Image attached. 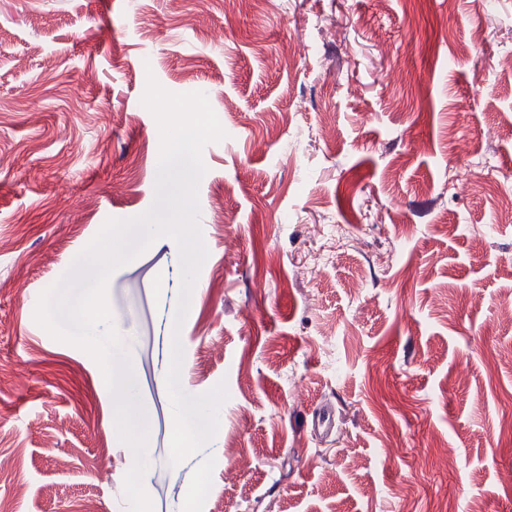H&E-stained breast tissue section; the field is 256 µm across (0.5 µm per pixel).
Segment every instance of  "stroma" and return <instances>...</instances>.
Listing matches in <instances>:
<instances>
[{
	"label": "stroma",
	"instance_id": "35a3bbf8",
	"mask_svg": "<svg viewBox=\"0 0 512 512\" xmlns=\"http://www.w3.org/2000/svg\"><path fill=\"white\" fill-rule=\"evenodd\" d=\"M510 58L512 0H0V455L21 462L0 512H129L102 371L34 311L107 219L154 201L151 75L226 132L203 150L181 331L172 239L108 284L153 512H512ZM176 335L192 394L229 398L173 466Z\"/></svg>",
	"mask_w": 512,
	"mask_h": 512
}]
</instances>
